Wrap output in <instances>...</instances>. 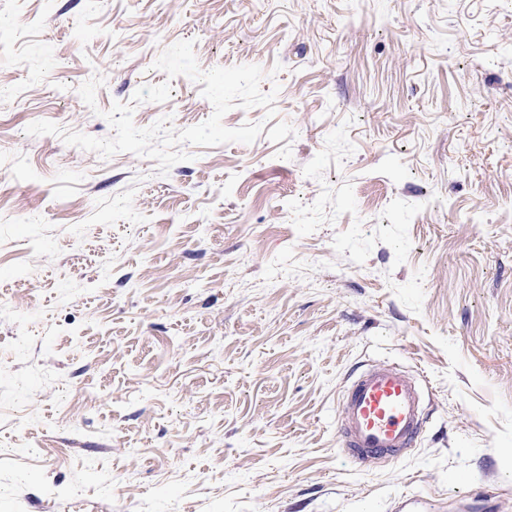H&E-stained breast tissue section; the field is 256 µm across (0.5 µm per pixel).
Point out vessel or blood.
Returning <instances> with one entry per match:
<instances>
[{
    "label": "vessel or blood",
    "instance_id": "obj_1",
    "mask_svg": "<svg viewBox=\"0 0 512 512\" xmlns=\"http://www.w3.org/2000/svg\"><path fill=\"white\" fill-rule=\"evenodd\" d=\"M427 385L395 364L355 372L336 403V430L345 457L359 469L402 461L427 429Z\"/></svg>",
    "mask_w": 512,
    "mask_h": 512
}]
</instances>
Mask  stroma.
<instances>
[{
  "label": "stroma",
  "mask_w": 512,
  "mask_h": 512,
  "mask_svg": "<svg viewBox=\"0 0 512 512\" xmlns=\"http://www.w3.org/2000/svg\"><path fill=\"white\" fill-rule=\"evenodd\" d=\"M182 40L262 68L253 143L162 176L27 134L164 82L134 124L204 122ZM0 43V512H512V0H0ZM383 362L429 424L360 471L336 402Z\"/></svg>",
  "instance_id": "1"
}]
</instances>
